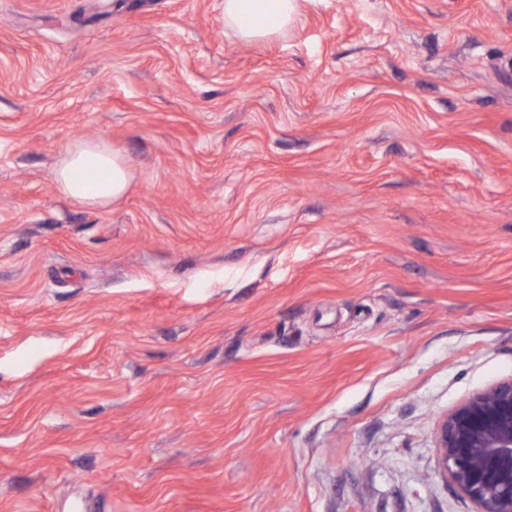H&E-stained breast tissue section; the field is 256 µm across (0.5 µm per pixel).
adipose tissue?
Instances as JSON below:
<instances>
[{
    "label": "adipose tissue",
    "instance_id": "obj_1",
    "mask_svg": "<svg viewBox=\"0 0 512 512\" xmlns=\"http://www.w3.org/2000/svg\"><path fill=\"white\" fill-rule=\"evenodd\" d=\"M298 0H224V27L243 41L266 40L296 21ZM56 187L65 198L88 207L120 201L131 185L125 157L103 141H78L61 153Z\"/></svg>",
    "mask_w": 512,
    "mask_h": 512
}]
</instances>
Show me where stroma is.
<instances>
[{
    "mask_svg": "<svg viewBox=\"0 0 512 512\" xmlns=\"http://www.w3.org/2000/svg\"><path fill=\"white\" fill-rule=\"evenodd\" d=\"M511 376L512 0H0V512H475ZM298 0H224V29L242 41L266 40L296 21ZM125 157L104 141H77L58 158L55 180L65 198L88 207L120 201L131 185ZM436 441L440 470L475 512H512V377L444 414Z\"/></svg>",
    "mask_w": 512,
    "mask_h": 512,
    "instance_id": "stroma-1",
    "label": "stroma"
}]
</instances>
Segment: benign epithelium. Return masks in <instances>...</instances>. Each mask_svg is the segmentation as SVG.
I'll use <instances>...</instances> for the list:
<instances>
[{
  "mask_svg": "<svg viewBox=\"0 0 512 512\" xmlns=\"http://www.w3.org/2000/svg\"><path fill=\"white\" fill-rule=\"evenodd\" d=\"M436 441L440 470L475 512H512V377L444 414Z\"/></svg>",
  "mask_w": 512,
  "mask_h": 512,
  "instance_id": "1",
  "label": "benign epithelium"
}]
</instances>
